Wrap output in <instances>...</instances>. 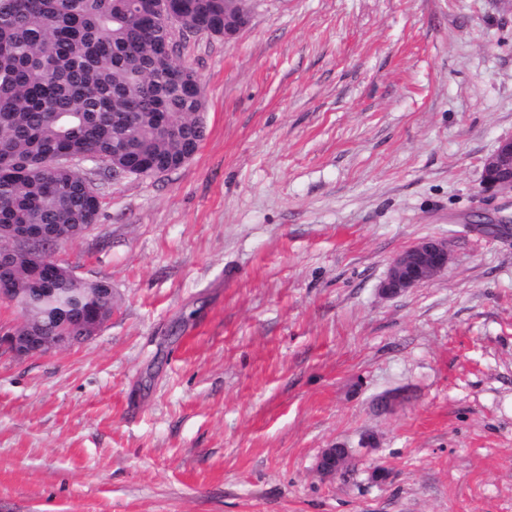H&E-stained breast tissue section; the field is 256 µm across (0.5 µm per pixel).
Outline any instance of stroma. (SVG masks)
<instances>
[{
    "label": "stroma",
    "instance_id": "stroma-1",
    "mask_svg": "<svg viewBox=\"0 0 512 512\" xmlns=\"http://www.w3.org/2000/svg\"><path fill=\"white\" fill-rule=\"evenodd\" d=\"M177 42L206 137L146 177L79 162L99 218L54 257L112 315L0 353V512H512V193L481 191L512 12L256 0ZM427 237L447 270L383 297ZM350 456L345 448H324L319 456L317 468L326 478H336L349 466Z\"/></svg>",
    "mask_w": 512,
    "mask_h": 512
}]
</instances>
